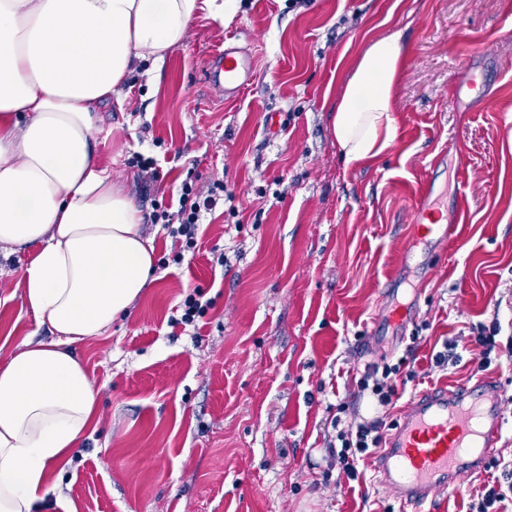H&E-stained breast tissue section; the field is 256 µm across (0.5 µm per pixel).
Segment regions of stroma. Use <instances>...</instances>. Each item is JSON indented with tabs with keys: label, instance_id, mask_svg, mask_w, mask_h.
<instances>
[{
	"label": "stroma",
	"instance_id": "1",
	"mask_svg": "<svg viewBox=\"0 0 512 512\" xmlns=\"http://www.w3.org/2000/svg\"><path fill=\"white\" fill-rule=\"evenodd\" d=\"M402 30L394 145L361 168L342 163L333 116L368 40ZM237 35L254 80L225 103L204 80L210 55ZM100 162L142 211L170 204L188 172L231 201L205 218L194 253L149 225L154 279L103 336L76 344L98 392V423L50 475L41 512H401L372 457L348 480L327 453L363 418L357 381L370 362L409 379L395 422L419 392L476 380L472 330L512 335V0H238L227 25L197 19L155 73L136 71L102 113ZM153 157L154 173L132 163ZM467 167L468 222L446 257L418 249L410 274L419 315L400 339L374 341L433 184L446 213ZM223 252V265L214 255ZM28 246L0 254V357L53 334L27 305ZM200 290L210 308L181 324ZM459 361L434 364L444 340ZM502 388L498 454L512 460V360L486 371ZM487 473L424 512H473Z\"/></svg>",
	"mask_w": 512,
	"mask_h": 512
}]
</instances>
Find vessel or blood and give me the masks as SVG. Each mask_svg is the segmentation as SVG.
<instances>
[{"label":"vessel or blood","instance_id":"b4317fda","mask_svg":"<svg viewBox=\"0 0 512 512\" xmlns=\"http://www.w3.org/2000/svg\"><path fill=\"white\" fill-rule=\"evenodd\" d=\"M252 71V52L232 38L213 53L206 79L231 101L248 88ZM431 193L428 186L420 192L419 223L405 244L402 263H409L415 247L425 242L450 243L458 237L467 209L465 191H456L455 206L444 224L429 221ZM416 316L415 303L392 300L375 330L401 328ZM502 393L495 379L481 377L451 389L420 392L410 401L376 450L374 467L379 482L394 489L404 512H422L439 493L456 491L462 477L483 471L503 436Z\"/></svg>","mask_w":512,"mask_h":512}]
</instances>
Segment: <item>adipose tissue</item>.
I'll use <instances>...</instances> for the list:
<instances>
[{
  "label": "adipose tissue",
  "mask_w": 512,
  "mask_h": 512,
  "mask_svg": "<svg viewBox=\"0 0 512 512\" xmlns=\"http://www.w3.org/2000/svg\"><path fill=\"white\" fill-rule=\"evenodd\" d=\"M203 15L229 24L236 0H0V249L38 245L24 296L55 334L0 362V512H38L52 468L96 422L74 346L104 334L152 280L154 238L98 160L97 116ZM405 56L392 31L349 75L333 119L345 166L392 147Z\"/></svg>",
  "instance_id": "adipose-tissue-1"
}]
</instances>
